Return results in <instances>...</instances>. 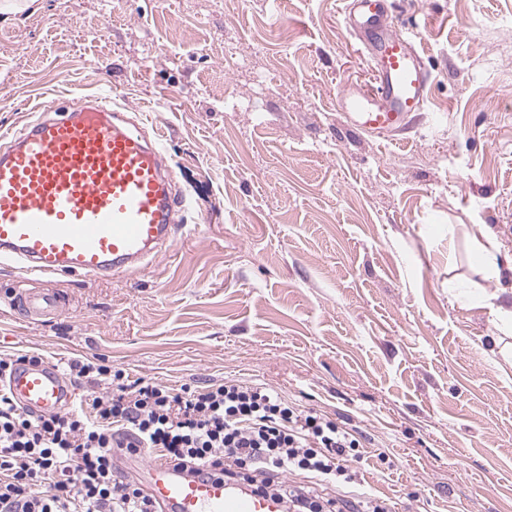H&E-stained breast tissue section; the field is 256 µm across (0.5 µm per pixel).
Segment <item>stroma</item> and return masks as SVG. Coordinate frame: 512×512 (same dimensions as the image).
Listing matches in <instances>:
<instances>
[{"mask_svg": "<svg viewBox=\"0 0 512 512\" xmlns=\"http://www.w3.org/2000/svg\"><path fill=\"white\" fill-rule=\"evenodd\" d=\"M344 0H37L0 19V128L107 97L159 138L183 205L174 246L112 280L0 266V357L100 358L130 379L267 384L361 437V485L391 512H512V0H398L424 26L423 112L392 140L336 105L370 77ZM501 279L477 263L486 234ZM386 453L392 466L381 465Z\"/></svg>", "mask_w": 512, "mask_h": 512, "instance_id": "stroma-1", "label": "stroma"}]
</instances>
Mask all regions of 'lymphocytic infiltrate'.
I'll list each match as a JSON object with an SVG mask.
<instances>
[{
  "instance_id": "lymphocytic-infiltrate-1",
  "label": "lymphocytic infiltrate",
  "mask_w": 512,
  "mask_h": 512,
  "mask_svg": "<svg viewBox=\"0 0 512 512\" xmlns=\"http://www.w3.org/2000/svg\"><path fill=\"white\" fill-rule=\"evenodd\" d=\"M68 369L90 392L64 414H31L0 387V512H159L120 475L116 448L244 481L286 512H344V500L323 496L321 487L361 482L356 433L266 384L227 380L177 390L128 380L87 358L72 359Z\"/></svg>"
}]
</instances>
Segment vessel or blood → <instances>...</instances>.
Wrapping results in <instances>:
<instances>
[{
    "mask_svg": "<svg viewBox=\"0 0 512 512\" xmlns=\"http://www.w3.org/2000/svg\"><path fill=\"white\" fill-rule=\"evenodd\" d=\"M393 0H349L355 43L373 66L369 83L346 85L339 105L348 125L388 140L423 111L431 75L416 32L396 26ZM0 151V264H18L40 281L16 306L30 320L60 309L55 279L109 280L167 251L182 230L179 200L159 144L126 128L98 97L59 118L7 133ZM23 409L60 414L76 394L58 367L21 364L5 380ZM145 491L163 512H283L280 500L240 483L200 477L162 461L143 467Z\"/></svg>",
    "mask_w": 512,
    "mask_h": 512,
    "instance_id": "b4317fda",
    "label": "vessel or blood"
}]
</instances>
